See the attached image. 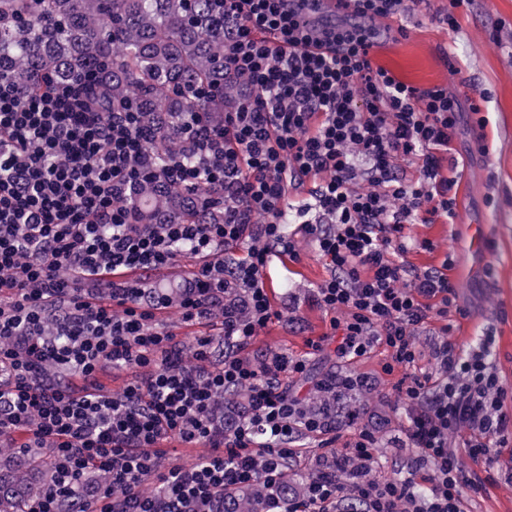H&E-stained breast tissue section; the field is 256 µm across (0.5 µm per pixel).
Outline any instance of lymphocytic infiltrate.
<instances>
[{
  "instance_id": "lymphocytic-infiltrate-1",
  "label": "lymphocytic infiltrate",
  "mask_w": 512,
  "mask_h": 512,
  "mask_svg": "<svg viewBox=\"0 0 512 512\" xmlns=\"http://www.w3.org/2000/svg\"><path fill=\"white\" fill-rule=\"evenodd\" d=\"M319 0H223L224 70L241 84L236 105L214 126L187 114L179 154L159 164L143 150V113L134 105L99 112L87 94L96 70L58 82L34 74L21 87L0 76V443L46 448L55 479L29 512H224L227 489L276 485L315 438L323 474L288 512H467L465 489L498 473L512 486V408L493 360L495 336L479 343L450 336L451 315L466 317L448 276L451 258L418 268L404 259L410 228L453 221L461 176L452 154L464 114L487 152L479 104L462 108L437 86L422 91L373 66V24L420 0H351L359 20L318 27ZM142 182H165L224 196L220 224H137L126 200ZM309 188L315 216L288 233L292 198ZM323 257L327 277L313 302L330 330L307 341L350 361L387 352L385 373L403 368L394 390L424 479L379 480L375 432L338 403L313 406L285 378L308 377V357L254 356L256 336L283 314L267 293V258L296 261L301 243ZM199 261L176 290L132 278L181 258ZM176 308L203 328L193 364L174 330L155 324ZM440 323L432 368L419 367L418 336ZM226 352L213 360V338ZM132 368L121 391L98 377ZM240 392L245 410L220 421L217 405ZM350 427L349 441L340 431ZM203 444L211 453L159 471L166 445ZM111 477L89 489L86 471ZM155 478L158 496L141 494Z\"/></svg>"
}]
</instances>
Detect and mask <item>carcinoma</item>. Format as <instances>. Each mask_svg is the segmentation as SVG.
I'll list each match as a JSON object with an SVG mask.
<instances>
[{
	"label": "carcinoma",
	"mask_w": 512,
	"mask_h": 512,
	"mask_svg": "<svg viewBox=\"0 0 512 512\" xmlns=\"http://www.w3.org/2000/svg\"><path fill=\"white\" fill-rule=\"evenodd\" d=\"M211 0H0V64L18 86L35 72L57 80L103 63L95 106L116 112L132 99L146 113V150L157 162L181 149L183 113L218 122L238 96L224 77V15ZM141 224H219L224 206L207 208L176 188L147 184L133 194ZM53 464L40 454L24 461L0 452V512L25 509L52 483ZM305 494L287 479H259L224 495V512H268Z\"/></svg>",
	"instance_id": "1"
}]
</instances>
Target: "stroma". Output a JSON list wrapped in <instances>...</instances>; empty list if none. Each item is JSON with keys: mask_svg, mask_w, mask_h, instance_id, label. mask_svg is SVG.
<instances>
[{"mask_svg": "<svg viewBox=\"0 0 512 512\" xmlns=\"http://www.w3.org/2000/svg\"><path fill=\"white\" fill-rule=\"evenodd\" d=\"M445 0H428L415 14L378 21V64L402 82H432L448 87L462 105L485 94L483 114L488 153L477 150L469 132L454 143L463 166L457 189V215L451 224H416L412 235L428 239L433 251L417 250L407 261L437 265L444 257L453 264L448 275L456 285L458 304L469 310L452 335L472 343L484 328L496 336L495 361L512 393V0H473L455 12L456 26L435 22ZM405 26L406 36H391ZM274 307L295 316V323L270 324L254 340L251 352L270 350L305 354L306 341L329 328V318L311 301L314 288L327 275L323 259L305 246L296 262L268 270ZM387 357L376 350L349 364V371L368 378L374 389L360 397L362 424L375 427L379 439L377 479L404 477L416 467V451L393 444L404 422L393 411L395 376L385 374Z\"/></svg>", "mask_w": 512, "mask_h": 512, "instance_id": "35a3bbf8", "label": "stroma"}]
</instances>
